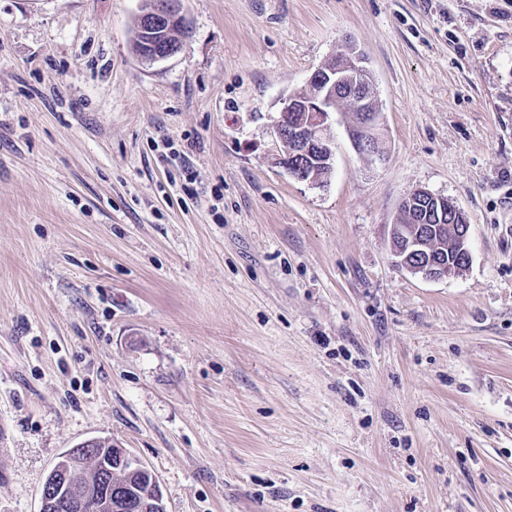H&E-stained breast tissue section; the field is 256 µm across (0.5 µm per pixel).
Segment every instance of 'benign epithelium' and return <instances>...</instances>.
I'll list each match as a JSON object with an SVG mask.
<instances>
[{
    "mask_svg": "<svg viewBox=\"0 0 512 512\" xmlns=\"http://www.w3.org/2000/svg\"><path fill=\"white\" fill-rule=\"evenodd\" d=\"M142 24L146 33L156 38L175 25L186 27L182 14V0H154L152 9L143 15ZM188 42L182 38L176 42L145 44L144 60L152 62L177 56L187 49ZM334 112L351 113L345 124V132L355 152L369 165L386 161V151L380 138L381 111L378 94L365 55L345 42L336 50V64L316 69L309 77L302 92L292 93L281 99L279 117L272 132L277 140L288 146L286 155L276 158V164L284 168L289 176L301 182L326 183L324 176H308L306 163L321 160L333 166V135L330 118ZM403 226L399 227L401 247L394 250L397 262L408 272L425 279H448L456 277L462 267L453 263L429 258L428 262L416 264L412 258L430 249L425 237L407 229L409 224H425L433 220L441 225L451 224L459 244V252L470 262L468 241L470 224L466 213L450 198L435 195L418 188L405 198ZM112 453L127 473L138 474L150 481L155 490H160L155 474L142 466L124 448L114 444ZM73 460H60L53 471V479L45 484L42 493L41 512H85L91 498L90 488L74 485ZM100 480L107 483V490L98 508L103 512H142L145 505L134 500L122 485L112 483V465L100 468Z\"/></svg>",
    "mask_w": 512,
    "mask_h": 512,
    "instance_id": "7a95c632",
    "label": "benign epithelium"
}]
</instances>
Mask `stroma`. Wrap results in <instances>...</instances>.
Listing matches in <instances>:
<instances>
[{
    "mask_svg": "<svg viewBox=\"0 0 512 512\" xmlns=\"http://www.w3.org/2000/svg\"><path fill=\"white\" fill-rule=\"evenodd\" d=\"M0 0V512L92 437L166 512H512V0ZM388 159L331 117L324 186L276 164L282 98L342 41ZM471 224L397 266L401 200ZM181 5L182 0H154L152 9L142 17L146 33L157 38L175 25L187 29ZM187 39L181 38L179 41H166L165 43H146L145 61L165 60L177 56L187 49ZM402 202H407L405 209H402L403 224H428L429 219L437 222L429 224L432 228H436L437 224H441L445 228L447 223L451 224L458 240L459 252L464 253L465 263L469 264L470 224L466 213L452 199L418 188ZM398 230L401 247L394 250V255L397 257V262L411 274L420 275L425 279L439 280L456 277L462 271V267L453 264L459 257L458 249L450 238L449 230L447 232L442 227L430 229L431 234H434V239L436 230V240L445 245L441 255L449 263L440 261L437 255H435V259L430 255L428 262L421 264H415L411 257H417L420 253H426L427 250L431 254L429 242L418 232L412 233L406 226H400ZM445 234H448V237L444 238ZM114 448V449H113ZM112 449V452H111ZM100 452V463H104L106 461V457L109 458L112 457V453L114 456L117 457L118 463L120 462V465H118V468H123L124 470L127 469V473L132 474H139L142 477H145L150 481L152 485L155 486V490L157 492V496L159 497V502H155L156 504L160 503V500L162 499V495L160 492V487L158 480L155 476V474L147 469L146 467L142 466L131 454L125 449L121 448L120 446L116 444H112V448H99Z\"/></svg>",
    "mask_w": 512,
    "mask_h": 512,
    "instance_id": "1",
    "label": "stroma"
}]
</instances>
